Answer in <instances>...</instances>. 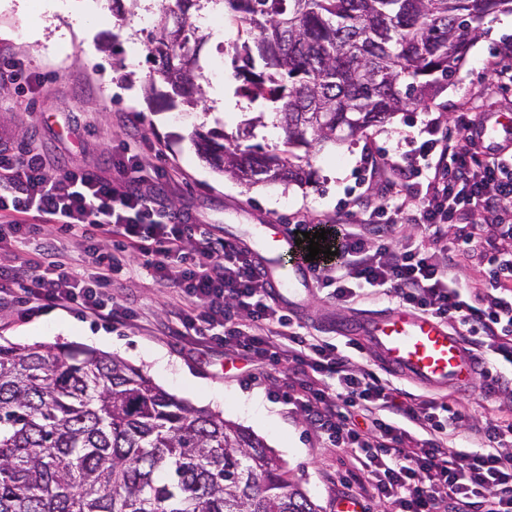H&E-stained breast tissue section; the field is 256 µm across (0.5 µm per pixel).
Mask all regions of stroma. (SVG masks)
I'll return each mask as SVG.
<instances>
[{
    "label": "stroma",
    "mask_w": 512,
    "mask_h": 512,
    "mask_svg": "<svg viewBox=\"0 0 512 512\" xmlns=\"http://www.w3.org/2000/svg\"><path fill=\"white\" fill-rule=\"evenodd\" d=\"M91 23L79 33L70 30L69 13H43L41 0H24L22 9L0 14V23L14 31L0 38V68L19 67L17 80L0 88V149L18 153L33 146L51 174L80 166L120 181L116 164L124 158L131 135L142 137V153L160 168L151 177L153 194L163 207L178 208L231 240L250 225L268 220L305 224L314 218L333 220L358 213L375 201L393 180L382 153L392 151L409 128L447 126L456 112L474 116L486 112L512 118V90L483 95L493 76L483 67L503 44L512 42V25L494 28L487 16L481 34L448 87L427 107L397 113L386 123L341 143L316 147L310 157L312 177L304 185L240 183L213 170L196 153L194 131L217 130L241 137L273 153L286 151L276 111L265 100L240 96L233 57L245 36L232 23L210 28L200 50L197 82L204 91L223 83L236 95L238 109L216 111L211 98L196 107L163 105L167 87L157 81L147 45L151 24L175 0H123L121 9L102 7L99 0H82ZM148 25H141V18ZM42 37L29 40V27ZM121 302L135 316L110 323L63 309L35 316L23 312L20 289L0 300V342L19 345L62 343L84 345L94 337L111 339L120 358L140 366L153 382L199 410L222 413L258 436L271 448L297 483L323 512H332L337 497L359 489L347 477L340 460L347 450L332 447L303 417L288 414L279 397L295 376L288 363L252 365L223 346L197 341L182 333L170 313V292L154 287L145 270L115 274ZM387 297L364 295L341 306L324 292L311 290L285 302L283 309L300 333H313L343 345L336 326L389 308Z\"/></svg>",
    "instance_id": "35a3bbf8"
}]
</instances>
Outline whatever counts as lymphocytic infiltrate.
I'll use <instances>...</instances> for the list:
<instances>
[{
	"mask_svg": "<svg viewBox=\"0 0 512 512\" xmlns=\"http://www.w3.org/2000/svg\"><path fill=\"white\" fill-rule=\"evenodd\" d=\"M478 138L467 112L448 129L405 135V151L390 162L397 178L389 194L336 236L339 261L318 266L315 284L339 304L368 291L448 322L480 347L477 377L505 391L512 387L503 380L512 369V153L479 147ZM125 152L120 190L86 168L51 176L36 148L0 150V250L40 242L8 276L26 304L130 319L110 287L113 272L138 259L156 285L173 289L185 331L250 361L292 364L302 380L282 394L283 404L333 447L360 449L350 465L362 469L366 492L385 512H512L511 416L437 397L398 402L390 381L356 361L364 350L358 340L342 351L294 331L250 252L185 212L158 210L142 189L138 142ZM31 213L40 223H25ZM401 224L424 228L425 241L394 238ZM63 234L84 238L93 276L66 272L56 247ZM450 235L452 249L443 244ZM112 237L122 241L121 255L102 253V239ZM468 262L474 274L460 277ZM463 433L479 449L461 463L454 447Z\"/></svg>",
	"mask_w": 512,
	"mask_h": 512,
	"instance_id": "obj_1",
	"label": "lymphocytic infiltrate"
}]
</instances>
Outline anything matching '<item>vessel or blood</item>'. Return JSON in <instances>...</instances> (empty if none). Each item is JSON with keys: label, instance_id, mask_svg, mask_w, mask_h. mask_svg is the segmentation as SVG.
Instances as JSON below:
<instances>
[{"label": "vessel or blood", "instance_id": "b4317fda", "mask_svg": "<svg viewBox=\"0 0 512 512\" xmlns=\"http://www.w3.org/2000/svg\"><path fill=\"white\" fill-rule=\"evenodd\" d=\"M251 244L277 298L313 288L307 247L297 244L291 225H255ZM346 329L362 336L385 367L415 383L464 390L473 381L476 361L461 336L444 322L393 307L363 316Z\"/></svg>", "mask_w": 512, "mask_h": 512}]
</instances>
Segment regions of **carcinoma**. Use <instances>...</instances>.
I'll use <instances>...</instances> for the list:
<instances>
[{
	"label": "carcinoma",
	"instance_id": "carcinoma-1",
	"mask_svg": "<svg viewBox=\"0 0 512 512\" xmlns=\"http://www.w3.org/2000/svg\"><path fill=\"white\" fill-rule=\"evenodd\" d=\"M176 0L148 44L157 76L196 106L201 41ZM252 42L235 50L250 99L280 104L288 154L195 132L200 157L248 184L311 178L343 141L451 82L485 17L512 0H218ZM0 512H322L258 437L197 410L121 358L0 344Z\"/></svg>",
	"mask_w": 512,
	"mask_h": 512
}]
</instances>
